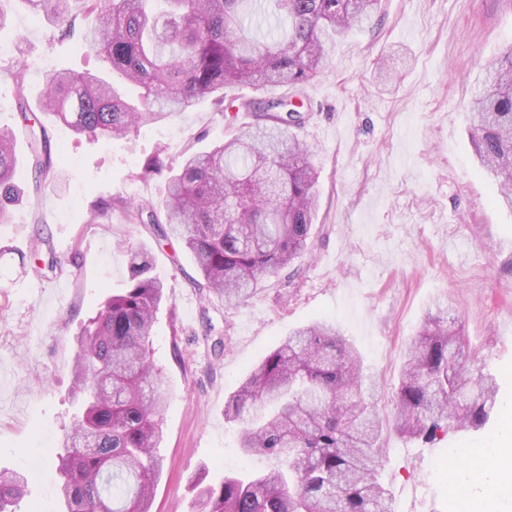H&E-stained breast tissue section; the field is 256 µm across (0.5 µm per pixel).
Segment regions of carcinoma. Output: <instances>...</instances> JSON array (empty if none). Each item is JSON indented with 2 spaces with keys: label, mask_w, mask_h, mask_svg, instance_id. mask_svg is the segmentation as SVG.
I'll list each match as a JSON object with an SVG mask.
<instances>
[{
  "label": "carcinoma",
  "mask_w": 512,
  "mask_h": 512,
  "mask_svg": "<svg viewBox=\"0 0 512 512\" xmlns=\"http://www.w3.org/2000/svg\"><path fill=\"white\" fill-rule=\"evenodd\" d=\"M24 0L52 24L76 31L79 14L96 21L83 45L110 65L112 80L60 70L42 108L76 134L105 142L165 122L211 99L254 121L206 150L189 149L178 168L152 155L143 174L162 178L164 221L191 253L199 290L232 305L259 281L287 269L307 249L320 165L294 129L304 113L288 99L224 103V89L303 87L324 69L330 44L361 27L381 0ZM470 113L476 156L499 178L512 209V46L488 70ZM139 90L138 98L128 95ZM39 174L51 168L46 142L32 138ZM15 136L0 128V223L15 200ZM157 225L154 210H127ZM127 288L110 296L85 328L73 365L79 413L59 457L62 512H150L162 459L163 396L151 358L156 314L166 299L152 255L129 249ZM448 308L436 304L409 345L395 397L394 427L432 444L439 436L484 428L498 383L465 342ZM360 355L336 325L293 329L228 399L224 416L240 425L239 448L273 466L227 475L199 491L200 512H392L378 478L382 419L364 393ZM26 478L0 473V512Z\"/></svg>",
  "instance_id": "obj_1"
}]
</instances>
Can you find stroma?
<instances>
[{
    "mask_svg": "<svg viewBox=\"0 0 512 512\" xmlns=\"http://www.w3.org/2000/svg\"><path fill=\"white\" fill-rule=\"evenodd\" d=\"M0 7L8 15L0 40L12 46L0 65H27L23 88L0 80V126L14 130L18 157L19 200L0 224V471L27 478L14 512H60L56 462L79 410L76 343L126 287L128 246L151 251L168 295L152 336L167 405L151 512H193L199 483L263 468L241 453L224 403L289 330L320 320L336 323L373 380L385 421L381 480L396 512H458L447 482L431 477L438 464L469 487L477 512H512V496H483L499 456L475 474L460 455L494 439L512 444V210L475 156L468 111L486 68L512 45V0H382L364 30L335 44L302 93L300 136L322 163L310 249L293 278H266L230 308L194 288L198 271L179 241H157L122 204L161 207L163 185L142 176L145 159L158 152L179 164L187 148H209L251 113L231 123L205 102L141 127L128 143L75 135L41 112L46 79L101 71L103 61L20 0ZM22 95L45 128L52 168L44 177L29 156ZM41 238L57 260L44 276L29 263ZM439 299L500 392L481 432L426 445L399 435L391 419L404 353Z\"/></svg>",
    "mask_w": 512,
    "mask_h": 512,
    "instance_id": "1",
    "label": "stroma"
}]
</instances>
